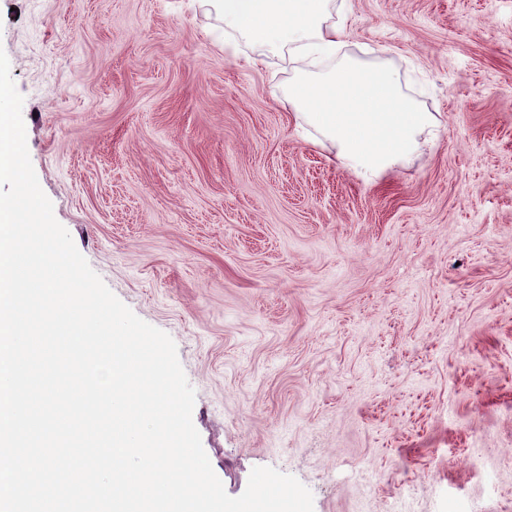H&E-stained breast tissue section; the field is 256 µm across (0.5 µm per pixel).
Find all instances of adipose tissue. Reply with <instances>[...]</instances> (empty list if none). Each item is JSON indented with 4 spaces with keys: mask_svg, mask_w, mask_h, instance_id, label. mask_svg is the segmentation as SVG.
<instances>
[{
    "mask_svg": "<svg viewBox=\"0 0 512 512\" xmlns=\"http://www.w3.org/2000/svg\"><path fill=\"white\" fill-rule=\"evenodd\" d=\"M331 0H222L226 35L287 42L292 55L335 57L344 34ZM296 122L314 126L355 173L381 177L432 146L441 123L404 93L383 63L339 60L326 72L301 71L290 88Z\"/></svg>",
    "mask_w": 512,
    "mask_h": 512,
    "instance_id": "obj_1",
    "label": "adipose tissue"
}]
</instances>
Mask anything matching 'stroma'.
Returning <instances> with one entry per match:
<instances>
[{
	"label": "stroma",
	"instance_id": "1",
	"mask_svg": "<svg viewBox=\"0 0 512 512\" xmlns=\"http://www.w3.org/2000/svg\"><path fill=\"white\" fill-rule=\"evenodd\" d=\"M331 10L443 126L382 178L294 124L287 46L193 0H0L32 166L175 342L228 495L267 466L314 512H512V0Z\"/></svg>",
	"mask_w": 512,
	"mask_h": 512
}]
</instances>
